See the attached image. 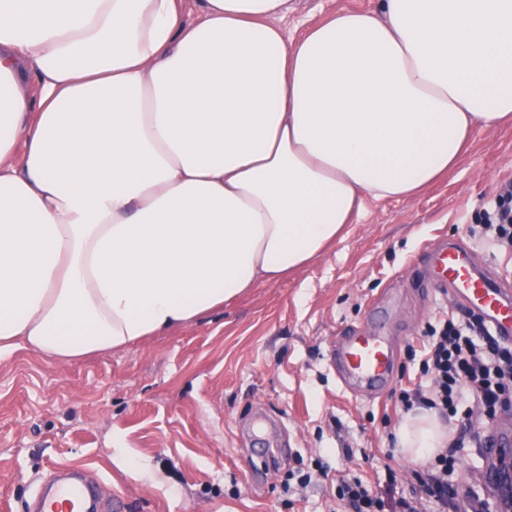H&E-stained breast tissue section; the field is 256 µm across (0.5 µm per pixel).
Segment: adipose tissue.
<instances>
[{
    "instance_id": "ef3b65f1",
    "label": "adipose tissue",
    "mask_w": 512,
    "mask_h": 512,
    "mask_svg": "<svg viewBox=\"0 0 512 512\" xmlns=\"http://www.w3.org/2000/svg\"><path fill=\"white\" fill-rule=\"evenodd\" d=\"M0 0V359L129 347L296 272L512 124V0ZM403 452L436 455L433 412ZM375 6L376 0H288V13L279 25L289 38H298L334 11L367 10Z\"/></svg>"
}]
</instances>
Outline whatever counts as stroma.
Masks as SVG:
<instances>
[{
    "label": "stroma",
    "instance_id": "stroma-1",
    "mask_svg": "<svg viewBox=\"0 0 512 512\" xmlns=\"http://www.w3.org/2000/svg\"><path fill=\"white\" fill-rule=\"evenodd\" d=\"M375 6L288 0L280 25L297 38L332 12ZM510 180L512 127L476 129L448 177L415 197L367 200L321 257L198 324L67 364L26 349L0 360V500L27 512L63 464L83 466L120 512H345L336 492L351 475L376 483L388 464L413 483L396 392L421 379L409 352L422 350L425 325L458 308L409 264L425 243L460 237L512 279V254L477 220ZM376 305L397 352L394 381L376 395L344 390L327 353ZM319 463L325 475L300 485Z\"/></svg>",
    "mask_w": 512,
    "mask_h": 512
}]
</instances>
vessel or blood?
I'll list each match as a JSON object with an SVG mask.
<instances>
[{
    "instance_id": "vessel-or-blood-1",
    "label": "vessel or blood",
    "mask_w": 512,
    "mask_h": 512,
    "mask_svg": "<svg viewBox=\"0 0 512 512\" xmlns=\"http://www.w3.org/2000/svg\"><path fill=\"white\" fill-rule=\"evenodd\" d=\"M417 277L439 293L451 296L512 342V280L494 273L463 240L427 246L417 258ZM395 348L384 327L374 323L349 330L328 352V362L348 390L378 392L389 386L395 367ZM484 486L500 507L512 505V472L503 470L512 435L489 429L485 436ZM34 512H98L87 491L74 483L54 480L38 495Z\"/></svg>"
}]
</instances>
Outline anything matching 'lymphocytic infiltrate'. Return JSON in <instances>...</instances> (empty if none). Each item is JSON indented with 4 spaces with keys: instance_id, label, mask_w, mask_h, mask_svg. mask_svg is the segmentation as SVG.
I'll list each match as a JSON object with an SVG mask.
<instances>
[{
    "instance_id": "obj_1",
    "label": "lymphocytic infiltrate",
    "mask_w": 512,
    "mask_h": 512,
    "mask_svg": "<svg viewBox=\"0 0 512 512\" xmlns=\"http://www.w3.org/2000/svg\"><path fill=\"white\" fill-rule=\"evenodd\" d=\"M483 227L495 246L512 250V183L501 186L483 211ZM420 361L429 384L401 389L398 400L404 410L430 409L458 427L449 449L439 454L427 473L418 474L421 494H397L383 498L381 490L360 478L342 482L337 490L347 512H454L461 499L459 483L448 474L458 465L457 450L464 443L480 444L474 412L487 419L512 411V344L502 342L478 317L462 314L428 326Z\"/></svg>"
}]
</instances>
